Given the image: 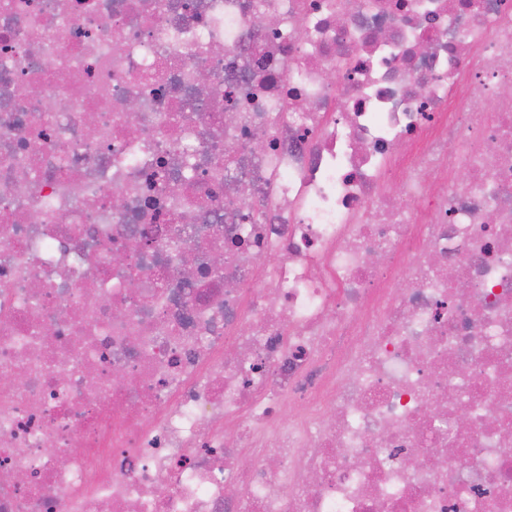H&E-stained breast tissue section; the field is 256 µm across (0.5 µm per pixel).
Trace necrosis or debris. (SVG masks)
<instances>
[{
  "mask_svg": "<svg viewBox=\"0 0 512 512\" xmlns=\"http://www.w3.org/2000/svg\"><path fill=\"white\" fill-rule=\"evenodd\" d=\"M0 512H512V0H0Z\"/></svg>",
  "mask_w": 512,
  "mask_h": 512,
  "instance_id": "necrosis-or-debris-1",
  "label": "necrosis or debris"
}]
</instances>
